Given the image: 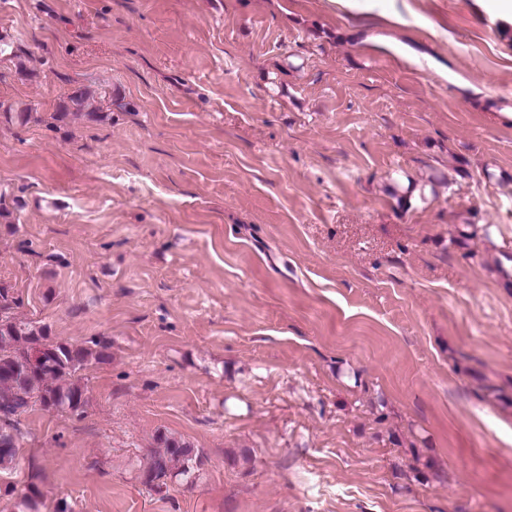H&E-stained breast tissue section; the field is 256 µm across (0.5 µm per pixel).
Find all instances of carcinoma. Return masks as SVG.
Here are the masks:
<instances>
[{"label":"carcinoma","instance_id":"carcinoma-1","mask_svg":"<svg viewBox=\"0 0 512 512\" xmlns=\"http://www.w3.org/2000/svg\"><path fill=\"white\" fill-rule=\"evenodd\" d=\"M86 112L93 120L98 113L91 95L77 91L68 97L63 111L56 119L67 118L69 111ZM0 118L7 122L27 123L33 113L19 111L0 102ZM17 298L11 286L0 284V469L8 468L16 457L19 432L17 417L27 411L32 400L47 409L77 412L86 404L87 388L79 373L92 361L109 357V345L97 339L86 345L55 341L49 326L18 317L15 314ZM38 357V364L30 371L23 370L28 359ZM162 451L152 455L143 469V483L160 492L168 480L178 478L189 484L200 464L199 455L192 447L163 433L157 436Z\"/></svg>","mask_w":512,"mask_h":512}]
</instances>
